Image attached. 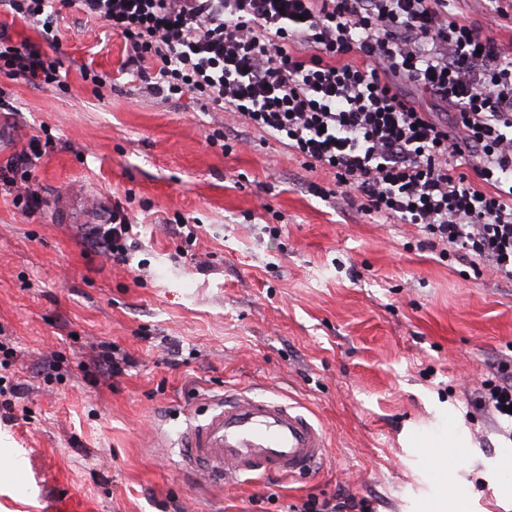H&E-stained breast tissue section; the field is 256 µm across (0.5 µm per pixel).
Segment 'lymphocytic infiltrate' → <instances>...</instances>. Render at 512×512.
<instances>
[{
	"label": "lymphocytic infiltrate",
	"instance_id": "obj_1",
	"mask_svg": "<svg viewBox=\"0 0 512 512\" xmlns=\"http://www.w3.org/2000/svg\"><path fill=\"white\" fill-rule=\"evenodd\" d=\"M125 41L126 64L164 101L233 113L332 173L361 212L412 224L442 256L484 264L512 284V50L483 34L457 0H58ZM48 0H0L39 27L45 49L0 28V71L62 79ZM30 138L0 188L34 213L29 189L45 153ZM89 238L113 262L135 248L122 204ZM512 438V362L482 381Z\"/></svg>",
	"mask_w": 512,
	"mask_h": 512
}]
</instances>
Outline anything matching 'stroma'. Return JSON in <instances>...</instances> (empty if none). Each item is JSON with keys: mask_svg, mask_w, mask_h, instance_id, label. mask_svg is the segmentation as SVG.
Wrapping results in <instances>:
<instances>
[{"mask_svg": "<svg viewBox=\"0 0 512 512\" xmlns=\"http://www.w3.org/2000/svg\"><path fill=\"white\" fill-rule=\"evenodd\" d=\"M57 31L64 86L0 73V167L51 139L30 185L43 207L0 193V338L30 409L0 422V512H289L340 493L372 512H512V441L471 412L512 356V285L320 197L332 174L232 114L120 78L104 22L72 8ZM225 133L243 144L225 152ZM118 202L137 230L126 265L86 240ZM183 218L200 231L182 258ZM105 343L132 365L95 381ZM241 387L322 425L326 461L227 484L174 467L163 438Z\"/></svg>", "mask_w": 512, "mask_h": 512, "instance_id": "stroma-1", "label": "stroma"}]
</instances>
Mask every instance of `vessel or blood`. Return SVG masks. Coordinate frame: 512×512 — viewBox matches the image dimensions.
Masks as SVG:
<instances>
[{
	"instance_id": "1",
	"label": "vessel or blood",
	"mask_w": 512,
	"mask_h": 512,
	"mask_svg": "<svg viewBox=\"0 0 512 512\" xmlns=\"http://www.w3.org/2000/svg\"><path fill=\"white\" fill-rule=\"evenodd\" d=\"M329 448L323 427L296 407L239 388L215 398L171 445L175 464L210 480L311 473Z\"/></svg>"
}]
</instances>
